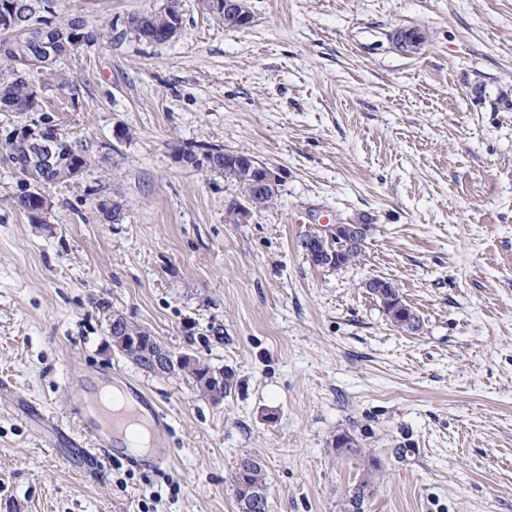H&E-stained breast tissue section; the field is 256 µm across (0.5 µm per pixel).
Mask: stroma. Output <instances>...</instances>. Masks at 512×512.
<instances>
[{
  "instance_id": "stroma-1",
  "label": "stroma",
  "mask_w": 512,
  "mask_h": 512,
  "mask_svg": "<svg viewBox=\"0 0 512 512\" xmlns=\"http://www.w3.org/2000/svg\"><path fill=\"white\" fill-rule=\"evenodd\" d=\"M163 4L60 0L97 40L31 80L93 162L36 219L0 162V512H237L244 453L269 512H343L364 480V512H512V0H247L244 29L179 0L175 40L138 39ZM212 147L278 170L274 203L229 217L238 184L177 160ZM327 222L371 225L362 261H310ZM115 313L235 389L139 368ZM74 364L144 387L165 464L67 465L16 413L65 418ZM380 301L386 316L399 329L418 330L420 319L401 299L395 288H382L381 291L371 294Z\"/></svg>"
}]
</instances>
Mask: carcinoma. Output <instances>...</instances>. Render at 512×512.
Instances as JSON below:
<instances>
[{"mask_svg":"<svg viewBox=\"0 0 512 512\" xmlns=\"http://www.w3.org/2000/svg\"><path fill=\"white\" fill-rule=\"evenodd\" d=\"M58 2L0 0V62L7 64V75L0 78V112H33L37 118L32 126H41L56 140L58 166L53 170L27 165L25 156L14 154L15 143L10 139L6 140L5 154L0 156L20 177V203L33 218L44 210L42 188L45 185L63 182L71 175L80 174L92 162L90 150L83 141L64 137L54 120L42 112L38 93L29 79L31 71L52 67L80 46H88L96 40L94 31L79 17L70 19L64 26L53 24L51 17L57 14ZM174 22H182L181 14L177 0H168L167 11L133 16L128 25L140 39L159 43L162 31ZM180 156L196 161L197 169L205 167L233 179L240 187L244 201L255 202V210L266 208L277 196L276 188L256 196L254 180L257 179V171L245 157L234 152L213 148L202 156L192 150L182 151ZM302 245L315 265L341 268L360 260L364 242H330L324 237L309 234ZM373 297L380 301L386 316L396 327L414 331L420 328L419 317L402 301L397 289L383 288ZM125 327L136 336L139 350L153 351L161 346L155 337L122 317L111 323L110 333L114 335ZM177 370L187 373L199 392L212 400L218 394L224 396L229 393L234 385L232 372H218L198 358L181 362L177 356H172L164 373L171 374ZM233 489L238 512H267L268 486L262 464L255 456L245 453L238 458ZM367 494L368 482L355 485L346 494L344 512H363Z\"/></svg>","mask_w":512,"mask_h":512,"instance_id":"obj_1","label":"carcinoma"}]
</instances>
